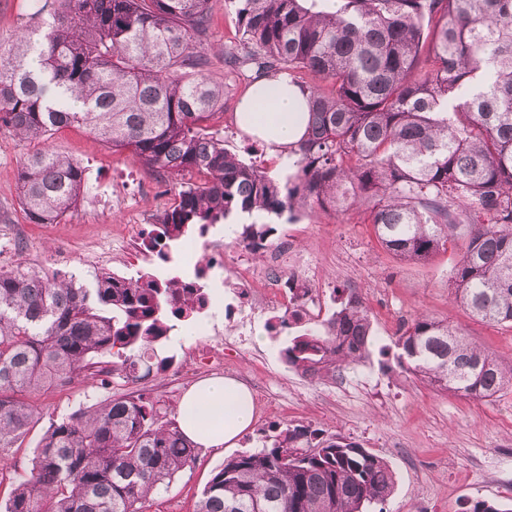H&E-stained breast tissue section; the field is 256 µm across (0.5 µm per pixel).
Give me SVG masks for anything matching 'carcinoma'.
I'll list each match as a JSON object with an SVG mask.
<instances>
[{
  "mask_svg": "<svg viewBox=\"0 0 512 512\" xmlns=\"http://www.w3.org/2000/svg\"><path fill=\"white\" fill-rule=\"evenodd\" d=\"M209 0H35L0 49V132L37 143L19 170L34 224H56L86 188L85 167L54 132L79 126L167 179L153 220L159 261L191 232L239 215L237 243L257 253L270 219L364 209L379 243L423 263L451 244L455 300L512 322V0H228L239 40L224 67L252 84L284 73L309 92L292 173L276 177L224 147V83L210 66ZM177 280L98 272L49 276L0 266V475L21 447L37 392L135 382L171 361L157 345L197 316ZM281 355L333 378L362 361L371 315L353 293ZM399 367L473 399L512 386V364L448 321L420 313L394 340ZM224 461L195 512H368L395 484L389 462L343 437L286 428ZM197 444L144 390L54 420L0 512H143L195 460Z\"/></svg>",
  "mask_w": 512,
  "mask_h": 512,
  "instance_id": "cac0c4a2",
  "label": "carcinoma"
}]
</instances>
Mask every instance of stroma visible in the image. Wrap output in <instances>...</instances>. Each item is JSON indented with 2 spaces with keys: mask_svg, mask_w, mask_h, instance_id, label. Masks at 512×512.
Returning a JSON list of instances; mask_svg holds the SVG:
<instances>
[{
  "mask_svg": "<svg viewBox=\"0 0 512 512\" xmlns=\"http://www.w3.org/2000/svg\"><path fill=\"white\" fill-rule=\"evenodd\" d=\"M214 26L210 43V74L224 78V51L235 45L237 22L225 0H209ZM241 84L224 90L226 147L255 165L275 163L259 140L239 131L235 110ZM54 146L87 167L88 189L78 205L50 229L28 224L18 195V172L27 151L12 136L0 135V226L20 225L15 236L0 233V265L22 260L46 272L90 271L87 249L109 243L127 232L133 214L144 223L171 202L170 186L150 179L130 153L113 151L81 128H65L53 136ZM120 184L124 196L115 200L105 188ZM80 242V250L61 252L60 242ZM289 242L315 272L314 286L327 311H334L340 289L355 293L368 307L373 342L365 362L346 370L345 385L312 379L284 361L281 350L295 329L269 332L265 317L247 326V349L224 348L229 375L248 388H262L268 404L255 412L254 423L233 448L200 449L197 460L182 471L167 492L149 498L144 512H194L204 487L236 452L260 450L264 436L304 425L323 437H345L391 464L396 483L383 512H466L475 502L512 506V388L483 400L439 392L414 375L393 369L395 334L401 321L425 311L458 327L473 343L512 363V323L473 318L455 301L450 271L458 259L455 248L426 263L406 262L378 242L364 212L310 215L280 219L271 246ZM200 336L171 334L158 345L160 355L173 357L187 369L186 380L157 390V376L142 386L160 400L168 418L179 416L183 394L198 381L212 377L197 348ZM129 389L119 377L109 385L79 384L64 392H41L39 415L21 447L12 449L11 464L28 471L33 451L50 419Z\"/></svg>",
  "mask_w": 512,
  "mask_h": 512,
  "instance_id": "35a3bbf8",
  "label": "stroma"
}]
</instances>
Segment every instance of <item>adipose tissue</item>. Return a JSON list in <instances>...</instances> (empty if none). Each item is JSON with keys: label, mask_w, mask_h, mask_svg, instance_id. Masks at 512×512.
Here are the masks:
<instances>
[{"label": "adipose tissue", "mask_w": 512, "mask_h": 512, "mask_svg": "<svg viewBox=\"0 0 512 512\" xmlns=\"http://www.w3.org/2000/svg\"><path fill=\"white\" fill-rule=\"evenodd\" d=\"M274 96L275 121L255 125L251 110L257 99ZM306 98L288 77L277 82L258 80L242 97L236 119L243 130H255L276 161H284L288 146L302 136L307 122ZM180 426L184 434L205 448L234 447L253 424L254 404L250 390L233 378H209L193 385L180 401Z\"/></svg>", "instance_id": "obj_1"}]
</instances>
